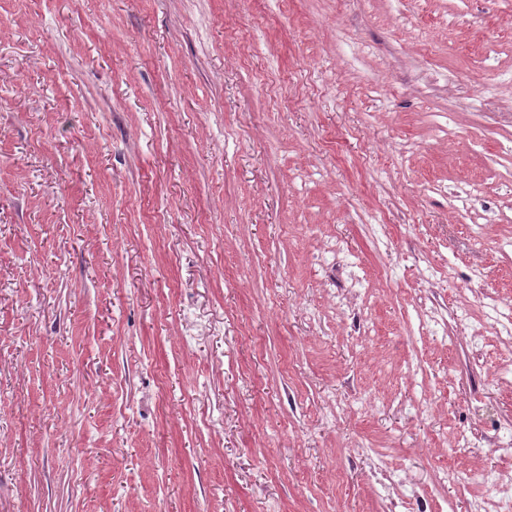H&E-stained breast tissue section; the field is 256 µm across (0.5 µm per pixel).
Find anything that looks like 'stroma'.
Returning <instances> with one entry per match:
<instances>
[{
	"instance_id": "35a3bbf8",
	"label": "stroma",
	"mask_w": 512,
	"mask_h": 512,
	"mask_svg": "<svg viewBox=\"0 0 512 512\" xmlns=\"http://www.w3.org/2000/svg\"><path fill=\"white\" fill-rule=\"evenodd\" d=\"M490 41L512 0H0V512H470L443 470L512 473L453 450L512 423L467 318L512 315Z\"/></svg>"
}]
</instances>
